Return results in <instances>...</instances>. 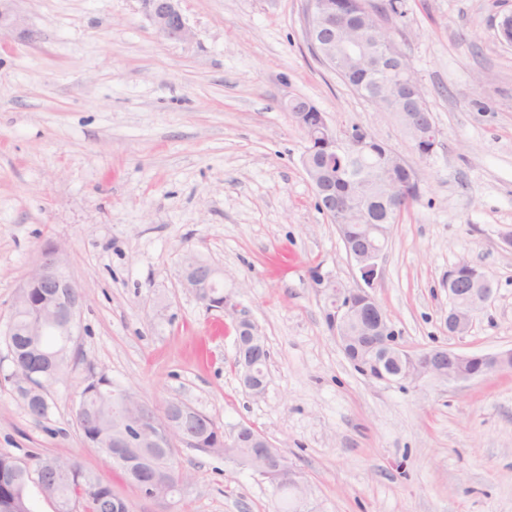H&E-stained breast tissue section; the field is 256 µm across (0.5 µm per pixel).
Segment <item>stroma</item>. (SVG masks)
Instances as JSON below:
<instances>
[{
    "label": "stroma",
    "instance_id": "1",
    "mask_svg": "<svg viewBox=\"0 0 512 512\" xmlns=\"http://www.w3.org/2000/svg\"><path fill=\"white\" fill-rule=\"evenodd\" d=\"M16 7L38 39L0 38V326L50 246L82 303L45 419L27 414L0 338V453L76 459L129 512H276L267 479L182 444L181 500L143 495L74 423L95 373L158 408L183 402L225 434L262 432L306 478L312 512H512V372L377 382L329 331L315 277L361 279L282 108L309 99L337 133L362 126L416 171L419 196L372 288L401 345L510 348L512 46L499 22L512 0H403L389 18L438 130L426 157L314 58L306 0H180L189 43L160 36L141 0ZM189 253L223 270L264 337V395L241 386L231 318L182 288ZM461 260L488 273L493 296L452 336L448 271Z\"/></svg>",
    "mask_w": 512,
    "mask_h": 512
}]
</instances>
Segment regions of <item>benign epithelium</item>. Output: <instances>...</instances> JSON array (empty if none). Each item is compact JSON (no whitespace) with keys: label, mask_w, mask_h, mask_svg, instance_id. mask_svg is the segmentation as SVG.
I'll return each instance as SVG.
<instances>
[{"label":"benign epithelium","mask_w":512,"mask_h":512,"mask_svg":"<svg viewBox=\"0 0 512 512\" xmlns=\"http://www.w3.org/2000/svg\"><path fill=\"white\" fill-rule=\"evenodd\" d=\"M10 2L0 0V33H16L29 41L36 40L35 32L26 27L23 16L12 9ZM142 2L149 20L162 37L183 43L195 38L194 31L179 7L180 0ZM343 12L344 5L333 0H308L305 19L309 47L324 65L339 75L349 65L364 60L360 39L336 33V17ZM377 55L390 65L406 63L405 55L397 49L388 34L378 43ZM302 130L314 150L322 146L329 151L363 152L368 149V143L376 141L369 133L355 135L349 132L345 137H340L321 112L306 114ZM302 163L320 202L321 212L336 224L347 256L364 282L358 288H346L331 280L321 281L331 300V331L336 335L342 350H348L357 337H375L376 348L368 358V364L378 371L374 380L390 384L419 383L423 380L462 384L487 373L509 368V362L512 361L511 348L474 355L442 346L412 353L401 346L387 313L369 291L378 276L392 225L372 223L369 211L371 193L366 186H359L355 198L338 208L316 174L311 152L304 153ZM405 168L407 164L401 156L390 148L385 151L381 172L389 192L383 194L382 203L387 210L391 207V197L406 191L403 184L393 181L391 173L395 169ZM185 266L183 286L205 306H211L208 288L219 280L220 272L192 255L186 258ZM459 268L457 264L448 271V334L451 336L466 335L474 318L492 295L491 281L486 273L476 272L468 278H462L458 274ZM29 288H42L50 296L48 307L29 320L26 330L28 350L39 362L42 359V337L64 336L70 340L79 324L80 296L76 283L63 269L58 247L49 246L41 252L35 267L19 289L10 321H15L19 313L28 310L25 290ZM218 308L232 317L239 332L236 364L244 388L254 396L263 395L266 381L258 368L259 361L267 355L263 336L248 311L233 295H224ZM24 383V394L28 401L35 403L46 396L49 380L33 372L24 376ZM114 397L119 402V408L113 415L112 430L116 432L121 445L142 448L149 455L156 448L173 447L175 439L185 444L194 442L185 425V419L194 412V408L186 404H169L159 411L134 399L126 390L114 393ZM231 439H237L252 449L247 462L249 468L263 476L273 475L271 458L274 456L275 445L264 434L244 425ZM185 485L184 481L173 484L157 479L149 487L148 497L168 508L171 506L174 489ZM284 487L293 512H302V503L308 498L306 481L292 479L284 483Z\"/></svg>","instance_id":"benign-epithelium-1"}]
</instances>
